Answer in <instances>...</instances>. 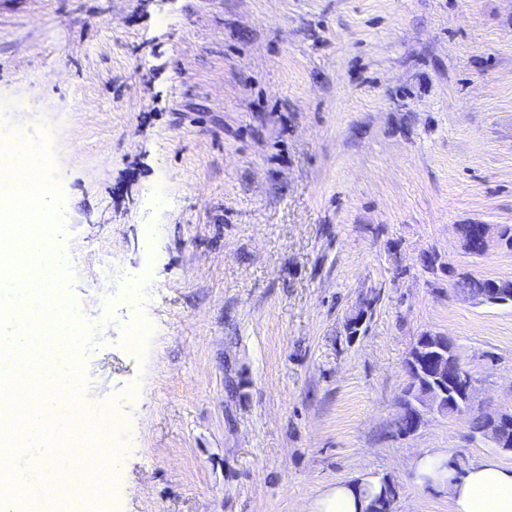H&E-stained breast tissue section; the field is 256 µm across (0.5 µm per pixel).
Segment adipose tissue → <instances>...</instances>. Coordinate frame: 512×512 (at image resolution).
<instances>
[{
  "label": "adipose tissue",
  "mask_w": 512,
  "mask_h": 512,
  "mask_svg": "<svg viewBox=\"0 0 512 512\" xmlns=\"http://www.w3.org/2000/svg\"><path fill=\"white\" fill-rule=\"evenodd\" d=\"M411 469L419 485L447 494L449 512H512V467L484 460L459 471L444 451L432 449L415 457ZM379 489L376 480L333 485L314 500L311 512H366Z\"/></svg>",
  "instance_id": "obj_1"
}]
</instances>
